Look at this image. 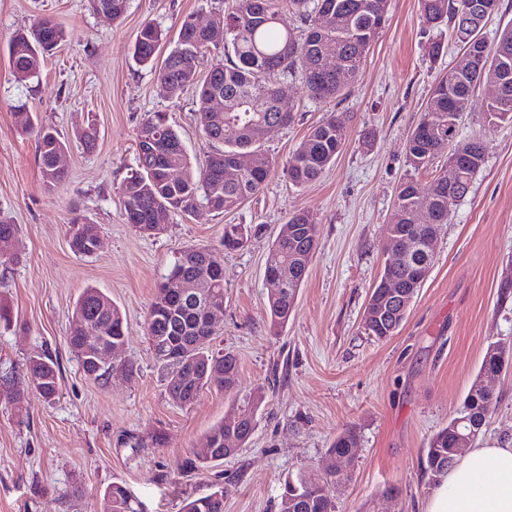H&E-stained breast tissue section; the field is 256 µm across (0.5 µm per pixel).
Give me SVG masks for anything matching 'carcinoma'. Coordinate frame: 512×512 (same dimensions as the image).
<instances>
[{
	"label": "carcinoma",
	"instance_id": "obj_1",
	"mask_svg": "<svg viewBox=\"0 0 512 512\" xmlns=\"http://www.w3.org/2000/svg\"><path fill=\"white\" fill-rule=\"evenodd\" d=\"M288 11L308 23L299 35L294 30L279 28L282 4ZM93 10L112 8V20L122 19L127 0H90ZM472 4L484 5L499 11L500 0H421L422 22L430 27L452 26L460 51L448 73L435 84L424 108V114L407 144L409 164L416 170L429 169L443 153H448L445 169L432 180L426 192L412 181L402 183L396 195L395 215L390 224L386 251L389 255L379 283L373 288L368 306L384 301L393 292L390 285L404 284L417 293L424 282L415 279L414 272L430 273L434 252L423 251L421 240L437 235L448 223L453 203L465 197L476 173L485 164L487 146L483 136L472 134L457 139V121L463 112L478 105L475 88L481 82L509 81L507 95L500 101L489 100L481 105L486 120L512 122V26L499 33L496 45L500 49L503 68L484 67L472 56L468 44L473 35L475 16L468 12ZM331 14L324 24L323 13ZM386 13V0H232L231 11L224 25L212 31L198 29L192 17L184 19L178 39L164 58H159L162 33L151 23L142 26L137 36L134 55L137 61L154 70L162 91L170 98L177 97L187 87L196 90L195 112L206 138L223 148L212 153L205 166L198 170L191 164L186 147L178 132L167 123L164 115H148L136 133L137 171L121 184L125 223L146 235H157L165 225L156 223L160 213H192L201 206L222 214L240 207L260 191L270 171L266 160L261 166L242 169L239 154L257 150L261 143L286 126L293 117L292 107L284 104L274 79L286 73L302 71L312 99L330 101L359 83L364 59L378 37ZM39 21L51 26L53 39L41 43L33 30L21 32L12 40L9 49L15 53L12 63L16 78L26 80L40 72L44 58L64 40L63 29L50 17ZM228 49V63L218 64L207 76H202L200 60L210 49ZM334 56L339 70L327 68L324 58ZM224 101L218 112L214 99ZM350 115L332 112L312 128L288 162V175L293 185L301 186L317 179L336 158L346 141ZM39 159L42 178L53 186L65 179V171L52 165L53 156L67 149L61 136L51 130L38 131ZM180 171L181 177L169 181V170ZM434 214L435 223H421V209ZM288 223L297 225L296 233L279 235L273 242L266 266L275 270L282 265L297 267L298 278L276 293L267 295L270 328L279 331L292 313L298 290L306 276L309 261L316 251L319 236L303 211L294 212ZM70 224L69 247L81 257L93 255L92 242L76 226ZM243 242L239 224L224 227V250L232 251ZM16 225L0 221V244L5 250L0 258L13 261ZM199 278L210 283L212 299L224 304V267L206 248L191 246L185 249L171 271L158 285L145 322V335L155 361L165 372L166 391L176 404H190L203 390L211 386V372H221L218 383L224 391H233L238 383V361L231 352L197 351L190 347L196 336L207 332V326L193 312L171 301L186 280ZM406 310L379 323L365 319V332L378 340L386 339L398 330ZM72 327L67 336L71 351L78 358L84 374L95 380L103 379L111 364L102 367L89 364L81 349L97 344L121 348L127 341L126 326L120 308L106 294L95 288L86 289L75 303L71 315ZM512 364V347L499 341L491 343L482 360L481 369ZM29 386L52 401L59 391L57 363L46 355L37 354L26 364ZM264 401L258 390L253 396L236 405L213 426L207 435L213 447L230 456L234 448L224 447V422L240 415L234 433L246 444L252 435L247 418ZM496 399L467 392L448 425L430 439L426 448L425 470L433 477H442L455 463L452 448L457 434L471 432L479 435ZM359 435L346 428L333 441L328 454L343 458L358 448ZM341 472L325 474L300 470L289 475L283 484L278 512H336V505L326 493L328 480ZM221 487L211 493L187 501L182 512H224ZM103 512H143L140 503L120 483H114L104 493Z\"/></svg>",
	"mask_w": 512,
	"mask_h": 512
}]
</instances>
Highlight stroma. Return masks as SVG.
I'll return each mask as SVG.
<instances>
[{
	"label": "stroma",
	"mask_w": 512,
	"mask_h": 512,
	"mask_svg": "<svg viewBox=\"0 0 512 512\" xmlns=\"http://www.w3.org/2000/svg\"><path fill=\"white\" fill-rule=\"evenodd\" d=\"M228 0H128L123 19L89 0H0V220L16 225L18 261L0 263V300L14 324L0 329V372L24 380L29 356L57 363L60 395L46 401L23 388L21 402L0 397V512H102L112 483L126 485L144 512H181L186 500L227 487L224 512H278L282 483L320 469L336 435L356 428L359 446L347 477L326 486L338 512H423L436 483L423 466L433 434L455 416L490 343H512V123L464 113L458 136L483 134L487 154L468 194L438 239L434 265L398 332L368 336L362 319L388 259L395 192L433 171L407 162L411 132L435 82L459 48L447 26L421 21L419 0H388L387 21L371 46L359 84L330 102L310 98L300 74L276 86L293 120L261 146L272 162L262 189L236 210L170 214L165 230L140 234L123 218L122 181L137 168L134 139L145 116L164 113L194 166L215 146L194 112L192 90L168 98L134 44L143 24L169 51L181 23H209ZM42 16L66 39L38 77L15 80L9 43ZM351 115L347 139L316 180L293 185L288 161L329 113ZM68 137L67 178L42 179L38 136L17 115ZM94 125L92 147L79 140ZM316 224L319 244L288 324L272 333L264 269L273 240L293 212ZM96 225L100 250L76 256L72 218ZM244 227L242 246L225 250L224 227ZM209 248L224 267V312L209 349L235 354L238 387L218 386L188 406L167 395L145 338L156 288L188 246ZM89 287L120 306L127 342L118 358L138 373L87 378L66 342L71 310ZM265 400L250 441L224 460L201 463L212 426L254 390ZM496 405L483 445L512 442V369L492 384Z\"/></svg>",
	"instance_id": "1"
}]
</instances>
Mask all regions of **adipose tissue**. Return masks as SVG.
<instances>
[{
	"label": "adipose tissue",
	"mask_w": 512,
	"mask_h": 512,
	"mask_svg": "<svg viewBox=\"0 0 512 512\" xmlns=\"http://www.w3.org/2000/svg\"><path fill=\"white\" fill-rule=\"evenodd\" d=\"M425 512H512V443L469 448L438 482Z\"/></svg>",
	"instance_id": "ef3b65f1"
}]
</instances>
